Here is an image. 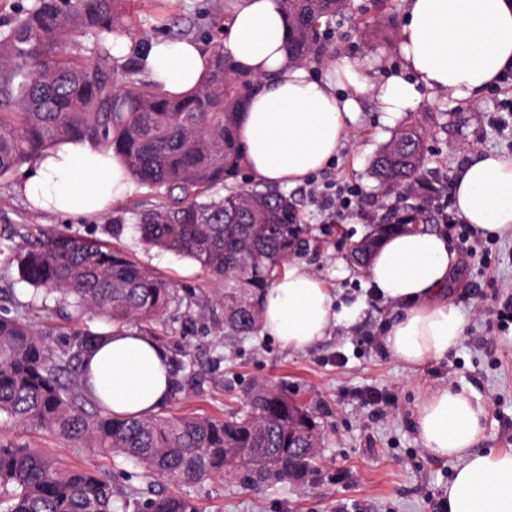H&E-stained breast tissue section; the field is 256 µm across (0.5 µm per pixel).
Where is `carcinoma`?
I'll return each mask as SVG.
<instances>
[{"mask_svg": "<svg viewBox=\"0 0 512 512\" xmlns=\"http://www.w3.org/2000/svg\"><path fill=\"white\" fill-rule=\"evenodd\" d=\"M136 0H25L0 22V182L48 149L87 139L118 155L127 173L161 201L112 218L135 225L147 248L176 253L213 284L211 303L224 329L252 336L263 297L307 242L287 193L239 182L246 168L237 129L258 79L237 71L224 41L203 80L183 95L141 78L136 56L119 68L110 42L136 34ZM288 23V50L302 65L319 61L323 28L348 0H277ZM360 33L375 32L389 0ZM426 122L400 128L371 163L379 196L399 195L401 221L367 226L348 245L350 263L365 268L378 246L404 227L432 226V196L422 191ZM14 253L18 274L43 299L103 318L114 329L151 335L180 301L171 283L125 248L81 234L27 233ZM18 309L0 308V425L32 424L76 448H95L131 463V477L164 494L131 489L133 512H199L185 488L244 473L255 485L300 478L306 448L324 446L310 408L276 384L255 386L243 409L216 417L188 413L116 415L88 392L82 361L101 334L77 323L60 347ZM0 512H116L112 484L100 474L61 465L38 448L0 442Z\"/></svg>", "mask_w": 512, "mask_h": 512, "instance_id": "obj_1", "label": "carcinoma"}]
</instances>
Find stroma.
Masks as SVG:
<instances>
[{
	"label": "stroma",
	"instance_id": "obj_1",
	"mask_svg": "<svg viewBox=\"0 0 512 512\" xmlns=\"http://www.w3.org/2000/svg\"><path fill=\"white\" fill-rule=\"evenodd\" d=\"M229 0H141L137 13L139 39L190 37L211 48L217 33L210 23L223 19ZM367 0L353 7L326 36L328 48L341 55L311 66L318 78L331 76L337 60L355 65L368 82L380 84L399 71L397 41L371 42L358 27L366 18ZM506 84L486 89L475 100H448L422 92L411 111L387 119L372 95H365L356 129L336 157L304 182L288 187L310 224L311 242L297 254L330 289L341 321L311 347L294 351L276 338L257 334L226 335L221 311L198 318L195 310L210 296L205 274L191 261L172 253L146 250L133 225L114 232L112 219L135 208L155 204L151 189L136 186L110 215L82 219L65 214L37 213L18 190V179L0 183V245L20 226L49 232L96 237L127 248L176 285L181 301L173 306L154 340L169 357L184 362L181 390L165 413L224 416L245 405L254 384L275 382L307 401L327 441L318 463L299 482L288 480L252 487L244 475L212 479L188 487L201 512H430L432 494L446 490L457 459L438 458L425 448L414 428L421 398L436 388L474 390L486 409L483 448H512V327L489 324L490 310L512 295V235L479 245L475 257L457 260L448 300L460 312L465 330L448 356L417 366L395 359L385 347L388 323L396 304L377 297L365 271L346 258V239L366 231L364 211L349 210L339 224L328 221L320 202L336 187L353 183L367 197L370 211L381 214L374 182L368 176L372 155L402 125L423 115L443 113L451 135L428 141L425 173L446 182V194L462 167L476 152L512 156V124L501 126L497 102L507 99ZM0 305L21 307L31 321L56 331L66 329L70 316L44 307L34 289L22 281L8 256L0 252ZM5 441L45 450L63 465H77L111 477L115 495L125 499L127 483L121 459L107 458L93 448L71 447L66 439L17 424L0 434Z\"/></svg>",
	"mask_w": 512,
	"mask_h": 512
}]
</instances>
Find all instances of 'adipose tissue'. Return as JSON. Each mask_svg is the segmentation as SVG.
I'll return each instance as SVG.
<instances>
[{"mask_svg":"<svg viewBox=\"0 0 512 512\" xmlns=\"http://www.w3.org/2000/svg\"><path fill=\"white\" fill-rule=\"evenodd\" d=\"M287 42L275 0H237L225 47L238 70L261 78L238 128L247 167L261 182L293 186L333 159L354 129L365 94L396 118L415 108L424 90L473 100L493 86L512 67V0H407L399 31L402 72L371 85L351 64H336L351 87L343 97L332 82L298 65ZM132 53L171 95L197 86L212 63L211 53L191 39L113 42L114 57ZM134 188L122 160L90 141L50 149L20 184L35 210L84 217L108 213ZM455 208L485 234L512 233V157L482 152L470 160L456 182ZM454 264L447 237L432 231L392 236L376 251L367 274L383 297L402 307L386 337L402 363L420 365L458 345L464 321L448 300ZM340 317L323 282L292 262L266 294L261 329L302 351ZM83 366L90 393L114 413L148 415L169 402V358L148 337L112 332L88 350ZM484 421L478 395L463 388L433 390L417 406L414 423L424 447L459 461L447 512H512V448L478 449Z\"/></svg>","mask_w":512,"mask_h":512,"instance_id":"obj_1","label":"adipose tissue"}]
</instances>
